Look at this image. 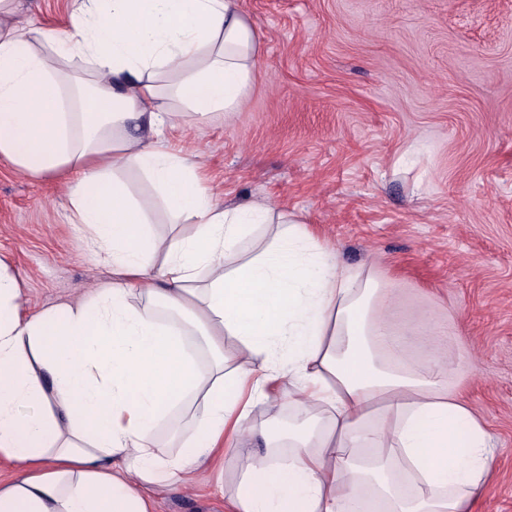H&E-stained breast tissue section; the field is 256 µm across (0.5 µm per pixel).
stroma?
I'll use <instances>...</instances> for the list:
<instances>
[{
	"mask_svg": "<svg viewBox=\"0 0 512 512\" xmlns=\"http://www.w3.org/2000/svg\"><path fill=\"white\" fill-rule=\"evenodd\" d=\"M259 34L233 113L178 120L215 203L287 208L354 266L398 282L408 365L438 346L495 447L475 512H512V0H238ZM72 0L24 21L70 26ZM68 181L0 157V259L27 312L111 283L78 242ZM155 512H226L210 475L154 493Z\"/></svg>",
	"mask_w": 512,
	"mask_h": 512,
	"instance_id": "stroma-1",
	"label": "stroma"
}]
</instances>
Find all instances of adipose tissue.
<instances>
[{
  "label": "adipose tissue",
  "mask_w": 512,
  "mask_h": 512,
  "mask_svg": "<svg viewBox=\"0 0 512 512\" xmlns=\"http://www.w3.org/2000/svg\"><path fill=\"white\" fill-rule=\"evenodd\" d=\"M73 5L55 32L14 23L23 0H0V157L70 175V221L112 281L26 316L0 261V458L18 467L0 512H154L152 489L195 480L229 434V512H474L492 437L437 348L405 366L395 288L286 209L214 205L167 144L180 116L233 111L245 94L258 34L238 0ZM124 170L145 172L189 233L155 237ZM283 378L286 433L252 418Z\"/></svg>",
  "instance_id": "1"
}]
</instances>
